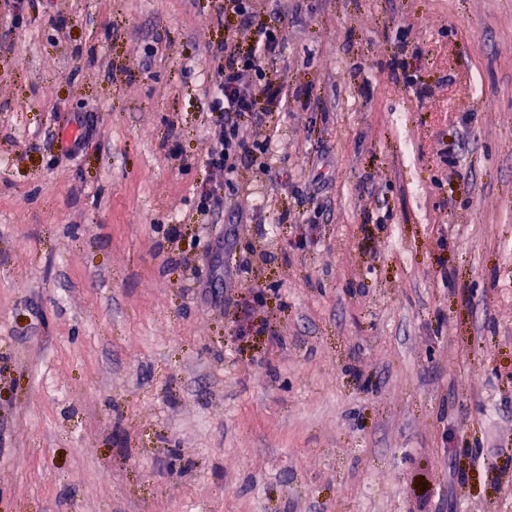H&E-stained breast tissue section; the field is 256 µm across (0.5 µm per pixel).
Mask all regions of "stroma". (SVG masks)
Masks as SVG:
<instances>
[{
	"mask_svg": "<svg viewBox=\"0 0 512 512\" xmlns=\"http://www.w3.org/2000/svg\"><path fill=\"white\" fill-rule=\"evenodd\" d=\"M263 20L241 221L224 0H0V512H512V0ZM263 2V3H259ZM265 2V3H264ZM271 2V4H269ZM283 0H226L232 13L253 28L249 50L241 51L235 33L227 31L224 43L215 48L219 64L210 76L209 110L216 114L209 131L210 148L204 166L212 176L210 187L198 198L197 209L207 213L223 202L224 187L234 190L240 165L247 161L260 173L270 172L272 140L263 134L267 116L272 109L288 107V90L277 84L268 65L281 54L282 35L277 27L255 20L260 4L281 12Z\"/></svg>",
	"mask_w": 512,
	"mask_h": 512,
	"instance_id": "35a3bbf8",
	"label": "stroma"
}]
</instances>
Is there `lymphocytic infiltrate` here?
<instances>
[{"label":"lymphocytic infiltrate","mask_w":512,"mask_h":512,"mask_svg":"<svg viewBox=\"0 0 512 512\" xmlns=\"http://www.w3.org/2000/svg\"><path fill=\"white\" fill-rule=\"evenodd\" d=\"M233 14L253 28L249 50H240L234 33H226L215 49L219 63L210 77V148L204 166L211 177L197 208L206 213L223 202L225 189L235 188L242 163L269 173L272 140L263 134L271 108H286L289 94L271 77L268 65L278 58L282 35L260 22L259 0H225Z\"/></svg>","instance_id":"f902f5d3"}]
</instances>
